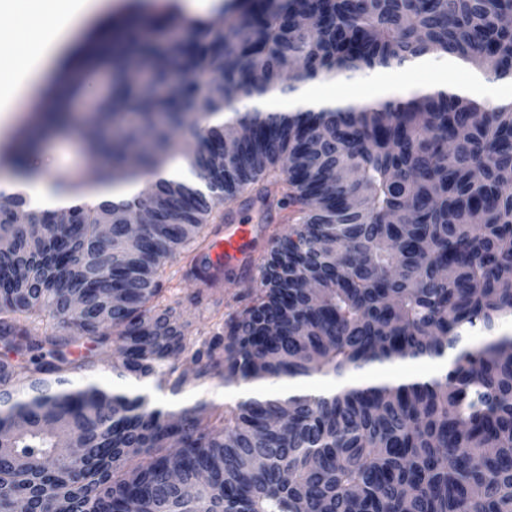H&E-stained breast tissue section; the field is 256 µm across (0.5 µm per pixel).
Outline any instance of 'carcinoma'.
Wrapping results in <instances>:
<instances>
[{"label": "carcinoma", "mask_w": 512, "mask_h": 512, "mask_svg": "<svg viewBox=\"0 0 512 512\" xmlns=\"http://www.w3.org/2000/svg\"><path fill=\"white\" fill-rule=\"evenodd\" d=\"M216 11L127 0L48 95L53 131H68V102L108 73L84 149L95 177L145 188L45 212L0 191V512H512V334L497 332L512 314V104L418 91L209 123L248 71L271 87L298 59L307 80L450 56L512 81V0H221ZM182 27L187 37L167 38ZM133 60L148 65L142 83ZM187 126L224 145V164L179 138ZM39 131L0 163L25 172ZM176 158L204 188L159 177ZM239 198L291 210L288 233L252 304L191 342L160 270ZM143 210L142 243L128 249L126 218ZM60 216L69 223L32 243L30 224ZM46 312L59 321L42 330ZM65 331L89 335L94 353L69 357ZM444 357L427 380L225 408L164 411L73 387L100 365L175 396L213 377L343 379Z\"/></svg>", "instance_id": "obj_1"}]
</instances>
